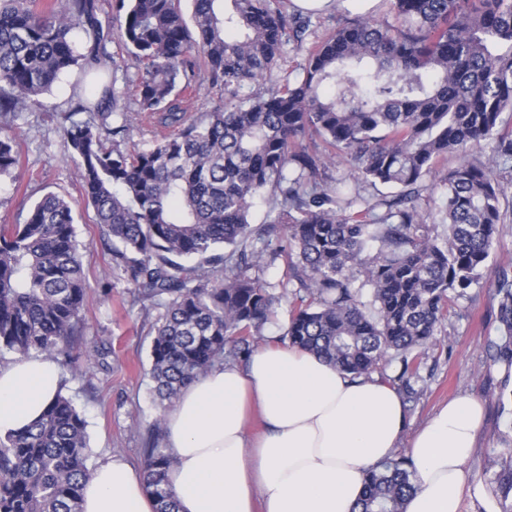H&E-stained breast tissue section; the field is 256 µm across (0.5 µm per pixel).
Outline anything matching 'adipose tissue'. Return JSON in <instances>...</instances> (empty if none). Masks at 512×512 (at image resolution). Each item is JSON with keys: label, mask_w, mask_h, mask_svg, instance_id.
I'll use <instances>...</instances> for the list:
<instances>
[{"label": "adipose tissue", "mask_w": 512, "mask_h": 512, "mask_svg": "<svg viewBox=\"0 0 512 512\" xmlns=\"http://www.w3.org/2000/svg\"><path fill=\"white\" fill-rule=\"evenodd\" d=\"M60 374L45 356L0 366V435L37 420ZM259 414L264 434L250 439ZM483 417L460 397L416 431L408 456L416 490L405 512H461ZM403 400L379 376L355 378L290 345L258 348L246 366L222 364L183 389L165 417L168 474L179 512H352L366 471L391 458ZM83 512H154L136 469L109 456L84 490Z\"/></svg>", "instance_id": "1"}]
</instances>
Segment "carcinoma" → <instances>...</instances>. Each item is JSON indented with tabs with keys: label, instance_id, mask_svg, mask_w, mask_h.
<instances>
[{
	"label": "carcinoma",
	"instance_id": "obj_1",
	"mask_svg": "<svg viewBox=\"0 0 512 512\" xmlns=\"http://www.w3.org/2000/svg\"><path fill=\"white\" fill-rule=\"evenodd\" d=\"M191 4V12L182 2ZM393 20L346 19L309 50L302 79L272 80L312 14L270 0H0V177L20 165L19 112L73 68L101 71L117 27L137 68L134 110L115 82L73 93L65 155L134 297L164 311L150 378L163 405L225 358L263 341L280 296L262 278L282 261L297 289L285 338L354 377L374 373L408 400L454 299L483 276L506 223L512 162V0H385ZM220 92L192 113L203 85ZM264 86L261 94L245 89ZM87 112L88 119L77 115ZM145 114L165 130L146 149L105 147ZM440 223L414 201L438 164ZM342 157L350 174L333 179ZM263 223L249 220L255 202ZM70 204L47 193L0 224V353L71 358L87 283ZM512 337V277L497 276ZM398 363V371L387 369ZM86 422L60 393L31 425L0 435V512H82ZM164 421L148 432L141 478L155 512H179ZM409 460L370 468L355 512H405Z\"/></svg>",
	"mask_w": 512,
	"mask_h": 512
}]
</instances>
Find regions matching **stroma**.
<instances>
[{
	"mask_svg": "<svg viewBox=\"0 0 512 512\" xmlns=\"http://www.w3.org/2000/svg\"><path fill=\"white\" fill-rule=\"evenodd\" d=\"M85 86L98 74L66 73L43 104L23 112L16 120V142L21 165L13 177L0 179V224L14 223L21 200L37 201L53 192L69 201L79 240L85 245L83 265L89 284L82 311L83 334L73 352L82 359L79 372L61 367L63 392L83 412L91 455L97 465L107 455L139 463L147 429L164 409L152 391L150 330L159 309L143 310L132 301L130 286L113 271L108 244L101 239L93 212L82 196L74 165L66 161L56 106L65 104L76 80ZM512 269V223L500 227L489 269L479 286L450 310L439 330L441 342L430 349L421 371L419 398L407 405V433L420 428L448 399L471 396L485 407L477 446L467 462L470 488L461 512H512V497H503L497 474L512 460V399H500L512 389L502 364L491 357L493 344L504 341L498 322V299L493 292L496 272ZM111 295H104V286Z\"/></svg>",
	"mask_w": 512,
	"mask_h": 512,
	"instance_id": "35a3bbf8",
	"label": "stroma"
}]
</instances>
